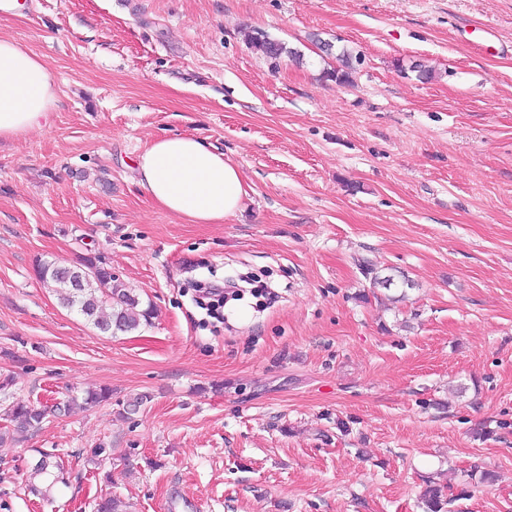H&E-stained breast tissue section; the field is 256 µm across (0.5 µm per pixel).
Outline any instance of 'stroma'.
<instances>
[{
    "label": "stroma",
    "mask_w": 512,
    "mask_h": 512,
    "mask_svg": "<svg viewBox=\"0 0 512 512\" xmlns=\"http://www.w3.org/2000/svg\"><path fill=\"white\" fill-rule=\"evenodd\" d=\"M0 37L57 95L0 143V410L112 391L0 444V512H425L431 481L512 512V0H0ZM174 134L238 164L242 212L147 197L133 162ZM94 254L148 325L101 333L38 277ZM244 272L277 301L219 322L185 286ZM251 46L259 51L272 64H278L283 56L291 58L293 61H300L301 53L294 49H287L284 43L272 39L263 31H256L250 39Z\"/></svg>",
    "instance_id": "1"
}]
</instances>
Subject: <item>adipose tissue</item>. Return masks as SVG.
I'll return each instance as SVG.
<instances>
[{"label":"adipose tissue","mask_w":512,"mask_h":512,"mask_svg":"<svg viewBox=\"0 0 512 512\" xmlns=\"http://www.w3.org/2000/svg\"><path fill=\"white\" fill-rule=\"evenodd\" d=\"M56 101L45 63L0 37V141L48 127ZM137 183L157 205L192 224H220L243 206L239 167L192 135L156 139L139 154Z\"/></svg>","instance_id":"ef3b65f1"}]
</instances>
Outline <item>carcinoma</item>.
I'll return each instance as SVG.
<instances>
[{"label":"carcinoma","instance_id":"obj_1","mask_svg":"<svg viewBox=\"0 0 512 512\" xmlns=\"http://www.w3.org/2000/svg\"><path fill=\"white\" fill-rule=\"evenodd\" d=\"M251 46L259 51L272 64L287 56L293 61L301 59V53L287 48L284 43L272 39L263 31H257L250 39ZM339 65L326 71V77L340 83L350 82L353 66L352 54L346 50L338 55ZM59 266L43 263L38 276L42 282L54 288L59 304L67 309H75L94 327L103 333H128L148 322L150 307H142L138 297L125 287L120 278L112 275L111 267L100 256H84L73 265L66 267L70 276L58 274ZM80 277L83 286L76 289L72 279ZM77 404V398L67 400L64 406L51 408L41 403L13 404L5 409L6 419L14 423L18 434L28 433L41 427L53 410H68ZM427 512H442L443 505L451 504L441 486H430L424 492ZM96 512H128L129 505L117 497L104 496L95 505Z\"/></svg>","mask_w":512,"mask_h":512}]
</instances>
